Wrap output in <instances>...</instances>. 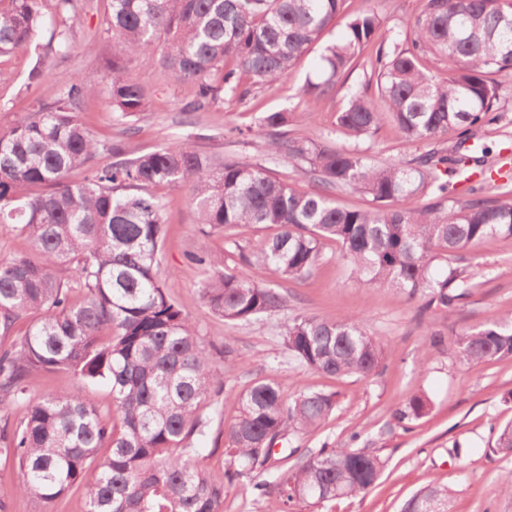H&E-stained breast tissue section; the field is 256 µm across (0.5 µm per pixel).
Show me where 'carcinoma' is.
I'll use <instances>...</instances> for the list:
<instances>
[{"label":"carcinoma","mask_w":512,"mask_h":512,"mask_svg":"<svg viewBox=\"0 0 512 512\" xmlns=\"http://www.w3.org/2000/svg\"><path fill=\"white\" fill-rule=\"evenodd\" d=\"M53 2L62 24L75 19V0ZM420 2L412 38L386 39L377 12L348 14L346 0H110L103 24L112 55L102 56L109 107L120 120L144 111L148 90L131 67L153 64L197 84L185 112L205 111L222 94L244 100L286 78L339 27L320 74L301 93L320 102L343 94L335 112L341 132L364 140L389 123L421 146L450 131L465 144L501 119L500 79L512 76V8L500 0ZM44 25L43 0H0V56L27 51ZM369 47L376 82L344 87L341 78ZM442 63L443 75L435 72ZM96 92L71 78L56 100L34 105L0 134V224L14 225L35 250L0 261V404L24 407L20 423L0 421V462L17 467V492L38 501L82 484L86 512H224V478L264 469L275 444L320 428L336 408L334 394H289L256 380L239 394L237 415L224 429L228 473L194 461V442L210 423L208 402L237 362L226 350L224 369L214 366L196 325L155 272L165 235L155 188L191 184L198 223L211 232L274 230L258 253L241 254L254 268L250 276L225 266L221 254L189 257L208 271L202 298L226 322L279 310L284 299L266 277L309 276L329 245L356 281L400 288L450 313L477 276L451 257L490 236L512 237L511 195L486 197L479 182L467 199L455 198L475 168L486 175L485 147L453 158L433 149L376 165L362 151L288 135L286 112L238 130L264 139L274 163L310 175L316 188L298 191L261 164L214 158L190 142L129 157L122 144L102 142L81 122V102ZM104 152L113 161L99 165ZM76 168L85 172L78 183L68 180ZM337 188L369 206L337 204L329 194ZM25 320L24 336L12 338ZM282 328L288 354L315 372L368 377L381 364L383 343L359 317L297 315ZM456 345L472 364L512 357V312L457 337ZM59 371L106 381L119 423L80 394L27 401L32 374ZM429 410L428 398L414 395L396 419L415 421ZM489 451L512 456V424L499 429ZM382 468L365 450L322 448L255 489L286 507L320 506L364 494ZM420 493L402 512H421L428 501L447 512V487L428 484Z\"/></svg>","instance_id":"cac0c4a2"}]
</instances>
